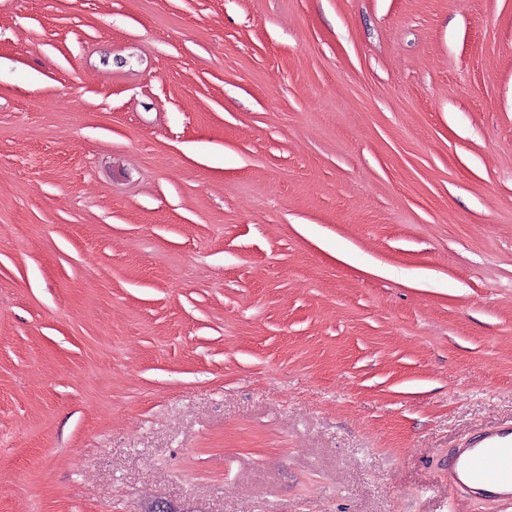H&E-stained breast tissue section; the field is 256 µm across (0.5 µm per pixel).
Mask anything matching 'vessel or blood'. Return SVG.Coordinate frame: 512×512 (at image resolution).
Returning <instances> with one entry per match:
<instances>
[{"label": "vessel or blood", "instance_id": "obj_1", "mask_svg": "<svg viewBox=\"0 0 512 512\" xmlns=\"http://www.w3.org/2000/svg\"><path fill=\"white\" fill-rule=\"evenodd\" d=\"M448 482L466 495L512 504V421L492 425L455 449Z\"/></svg>", "mask_w": 512, "mask_h": 512}]
</instances>
